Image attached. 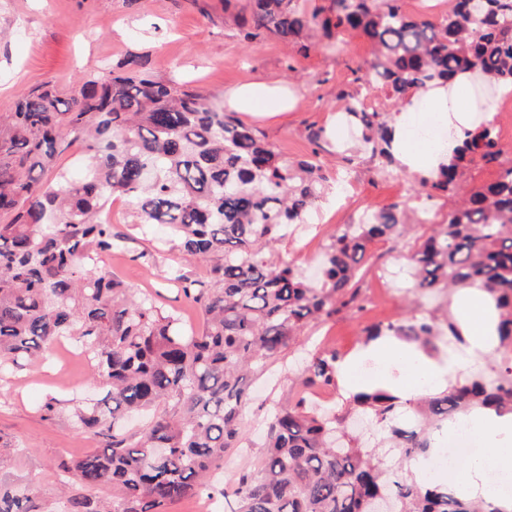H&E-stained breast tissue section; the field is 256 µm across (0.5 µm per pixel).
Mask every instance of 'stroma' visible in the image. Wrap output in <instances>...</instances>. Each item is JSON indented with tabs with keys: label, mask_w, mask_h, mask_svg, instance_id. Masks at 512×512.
I'll return each mask as SVG.
<instances>
[{
	"label": "stroma",
	"mask_w": 512,
	"mask_h": 512,
	"mask_svg": "<svg viewBox=\"0 0 512 512\" xmlns=\"http://www.w3.org/2000/svg\"><path fill=\"white\" fill-rule=\"evenodd\" d=\"M245 4L246 0H0V113L11 111L23 92L43 82L67 93L100 71L103 63L134 56L145 60L154 78L188 80L197 91L223 98L251 82L279 86L297 97V106L275 116L248 114L245 122L291 161L310 156L308 127H327L333 138L321 154L325 175L332 183L348 177L356 182L355 190L342 200L336 188H329L318 199L309 225L279 244L280 256L312 270L318 260L313 238L322 234L324 225L394 202L411 206L423 201L427 216L442 221L454 207L453 199L435 192L415 193L411 174L378 172L369 150L358 149L350 126L336 117L344 106L338 92L357 88L351 69L369 58L368 40L352 33L338 51L315 47L305 53L270 34L247 43L239 26ZM340 148L357 150L353 169L344 168L336 154ZM128 220V209L113 214V227L128 234L129 240L125 250L105 256V263L131 288L176 312L184 331L200 330L201 311L166 280L164 272L179 266L189 276L204 279L210 263L186 259L167 227L157 225L144 233L129 226ZM415 248L412 235L396 242L368 243L370 261L358 283L364 310L306 325L296 345L265 367L251 370L253 399L245 408L241 445L225 458V478L262 456L263 401L287 403L297 388L303 351L332 348L347 339L359 341L365 324L407 315V258ZM143 251L152 253L151 264H141L138 255ZM384 267L391 275L383 283L379 275ZM96 390L91 362L68 342L54 344L46 360L0 371V454L7 460L0 479L35 491L46 512H53L71 491L63 478L65 466L104 447L106 440L78 432L68 411L46 418L42 406L52 397L67 402L93 396Z\"/></svg>",
	"instance_id": "1"
}]
</instances>
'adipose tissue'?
I'll return each instance as SVG.
<instances>
[{
	"label": "adipose tissue",
	"mask_w": 512,
	"mask_h": 512,
	"mask_svg": "<svg viewBox=\"0 0 512 512\" xmlns=\"http://www.w3.org/2000/svg\"><path fill=\"white\" fill-rule=\"evenodd\" d=\"M468 84L469 76L464 73L447 84L419 91L417 106L396 115L393 150L409 170L430 177L447 160L440 152L445 129L453 128L458 138L469 129ZM453 308L466 351L493 352L499 344L500 321L494 299L480 288H465L456 293ZM459 366L458 354L430 355L396 340L381 339L345 357L337 378L344 397L379 391L403 402L447 388ZM463 427L484 452L464 472L455 474L457 490L470 498L493 501L507 512L512 500L493 497L491 488L497 474L512 473V413L482 408L470 413Z\"/></svg>",
	"instance_id": "1"
}]
</instances>
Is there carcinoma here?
<instances>
[{"instance_id": "carcinoma-1", "label": "carcinoma", "mask_w": 512, "mask_h": 512, "mask_svg": "<svg viewBox=\"0 0 512 512\" xmlns=\"http://www.w3.org/2000/svg\"><path fill=\"white\" fill-rule=\"evenodd\" d=\"M243 38L270 33L297 43L321 34L334 50L348 31L364 35L372 57L351 68L354 81L374 82L402 101L458 73L512 86V0H452L437 18L408 14L402 0H248ZM362 142L383 171L391 153L392 113L347 107ZM311 159L290 162L255 128L184 83L141 71L83 81L65 99L51 84L31 88L14 111L0 113V368L34 362L62 339L90 356L106 395L77 404L70 416L83 430L109 439L76 461L73 477L88 489H112V501L92 494L67 497L65 512H168L170 505L212 489L224 454L239 447L247 376L252 366L293 346L307 323L363 309L356 277L367 262L365 242L392 240L398 229H423L410 261L414 304L443 289L478 286L501 310L499 346L512 348V166L495 180L465 185V170L503 154L491 121L465 131L436 177L421 191L457 198L441 224L408 223L407 206L393 203L367 224L332 237L321 276L312 282L275 258L325 188L321 143L310 131ZM85 147L81 178L48 175L75 142ZM130 206L131 224H163L191 260L217 259L207 280L168 272L199 305L203 330L185 336L180 319L135 293L104 265L123 237L100 221L109 201ZM393 337L428 353L454 339L456 321L416 311L365 328L363 345ZM334 350L312 355L301 386L338 390ZM347 415H366L386 432L391 459L376 455L349 431L346 415L310 409L303 397L276 406L266 422L259 463L240 471L224 501L231 512H374L389 499L393 512H501L461 496L450 485L417 478L411 463L435 447V433L461 413L490 407L512 413V361L496 380L472 375L447 389L403 404L381 393L343 401ZM155 410L138 442L119 421ZM0 512H39L36 496L0 481Z\"/></svg>"}]
</instances>
